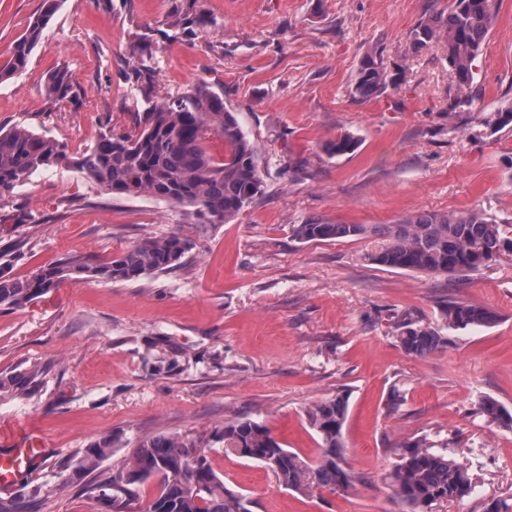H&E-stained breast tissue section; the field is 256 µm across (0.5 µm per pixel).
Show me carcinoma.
Instances as JSON below:
<instances>
[{
  "label": "carcinoma",
  "instance_id": "carcinoma-1",
  "mask_svg": "<svg viewBox=\"0 0 512 512\" xmlns=\"http://www.w3.org/2000/svg\"><path fill=\"white\" fill-rule=\"evenodd\" d=\"M195 3L191 0L185 12L174 16L171 26L184 30L205 26L207 17L193 11ZM57 8L58 0H43L42 11L15 44L12 60L0 69V80L27 67ZM498 9L499 0H448L447 8L422 18L413 32L414 52L433 43L442 44L446 51L453 85L450 112L471 110L476 60ZM133 79L146 103L140 130H106L76 161L86 177L112 195L146 193L192 207L196 216L211 224L230 222L264 195L257 148L242 131L235 114L224 107L221 94L202 81L180 96L159 97L152 70L144 62L133 69ZM73 82L66 69L54 70L47 78L49 91L62 99L70 93ZM399 84L398 76L369 54L360 69L354 95L370 98ZM481 124L495 131L511 127L512 104L482 117ZM212 136L224 142V153L219 158L205 146ZM357 147V139L344 133L325 143L324 152L337 157ZM68 161L67 146L62 142L22 126L0 131V198L13 194L38 170ZM369 234L382 240L369 260L392 269L466 274L505 254L512 255V227L476 210L422 212L396 224H329L313 219L295 229L296 237L306 242ZM192 247L189 237L173 233L147 239L112 257V261L95 266L71 257L25 279L11 277L0 268V307H20L81 275L127 282L168 271L181 264ZM442 316L445 326L454 331L489 327L497 321L491 309L465 302L449 303ZM398 329L400 346L412 357H425L446 343L441 330L411 318L400 320ZM480 410L493 422L512 429V412L493 399H482ZM347 412L346 394L307 409V424L320 439L321 452L313 462L284 448L264 423L238 418L224 422V427L208 437L160 434L142 440L133 451L128 470L119 474L113 485L128 486L158 478L146 512H251V500L224 486V480L211 466L207 449L219 443L227 455L263 463L287 489H346L352 483L344 468ZM111 448L109 438L96 442L86 450L85 464L94 465ZM389 478L401 512H433L434 506L462 501L475 491L470 465L449 456L446 447L433 449L424 438L401 444L399 460Z\"/></svg>",
  "mask_w": 512,
  "mask_h": 512
}]
</instances>
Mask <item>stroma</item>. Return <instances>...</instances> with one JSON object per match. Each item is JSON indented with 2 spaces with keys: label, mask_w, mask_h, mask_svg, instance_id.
<instances>
[{
  "label": "stroma",
  "mask_w": 512,
  "mask_h": 512,
  "mask_svg": "<svg viewBox=\"0 0 512 512\" xmlns=\"http://www.w3.org/2000/svg\"><path fill=\"white\" fill-rule=\"evenodd\" d=\"M448 0H198L208 24L170 26L189 0H60L28 67L0 82V128L23 125L79 156L106 127L132 129L130 69L149 43L156 91L177 96L206 81L224 97L260 156L265 193L228 224L147 194L112 195L77 166L35 172L0 199V248L13 277L79 256L103 263L147 238L180 232L181 267L129 282L81 277L23 306L0 309V378L33 375L27 393L0 390V452L36 438L47 447L21 485L0 487V512H144L153 484L116 502L94 489L126 471L139 441L208 434L234 418L264 422L312 460L309 406L349 396L343 427L346 490L285 489L263 464L209 449L215 472L248 494L252 512H398L387 474L399 444L424 437L458 459L478 446L475 492L436 512H484L512 498V431L479 403L512 410V255L468 275L372 263L374 236L303 242L296 225L394 224L421 212L477 208L512 224V129L481 115L512 103V0H502L477 60L471 111L448 110L441 45L412 49L430 4ZM42 0H0V67ZM378 54L401 89L361 101V62ZM74 77L68 98L49 72ZM358 138L328 157L327 141ZM306 157V172L288 160ZM493 309L489 327L446 331L442 349L407 356L404 318L442 328L443 307ZM110 437L95 469L86 448ZM74 78L66 69L54 70L47 78L49 91L59 98H66L73 87Z\"/></svg>",
  "instance_id": "stroma-1"
}]
</instances>
